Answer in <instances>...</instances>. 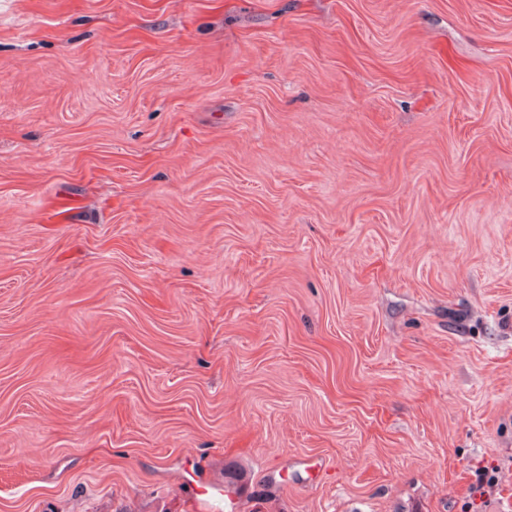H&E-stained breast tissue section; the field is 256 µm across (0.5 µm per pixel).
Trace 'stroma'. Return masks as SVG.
I'll use <instances>...</instances> for the list:
<instances>
[{
    "instance_id": "obj_1",
    "label": "stroma",
    "mask_w": 512,
    "mask_h": 512,
    "mask_svg": "<svg viewBox=\"0 0 512 512\" xmlns=\"http://www.w3.org/2000/svg\"><path fill=\"white\" fill-rule=\"evenodd\" d=\"M0 512H512V0H0Z\"/></svg>"
}]
</instances>
